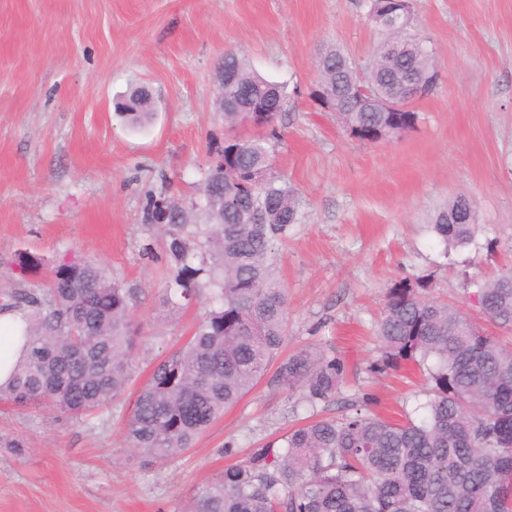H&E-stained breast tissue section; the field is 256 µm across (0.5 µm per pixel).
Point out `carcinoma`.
Instances as JSON below:
<instances>
[{
  "label": "carcinoma",
  "instance_id": "carcinoma-1",
  "mask_svg": "<svg viewBox=\"0 0 512 512\" xmlns=\"http://www.w3.org/2000/svg\"><path fill=\"white\" fill-rule=\"evenodd\" d=\"M369 18L386 33L368 72L360 73L335 46L318 58V88L331 92L328 111L349 136L375 142L414 128L417 113L387 112L389 103L429 94L439 72L432 52L407 35L410 0L390 17L367 0ZM224 123L254 111L261 129L228 136L215 150L187 206L173 195L150 199L145 221L164 230V251L177 269L164 304L180 310L208 293V306L188 340L160 359L139 391L126 423L128 447L150 464H165L191 448L224 412L276 368L268 384L302 392L309 402L336 394L344 361L302 349L277 357L288 335L286 295L274 264V244L303 219L294 189L272 171L281 142L283 86L224 54ZM140 87L118 115L132 126L153 116ZM466 220L457 223L460 210ZM205 223H197L198 218ZM476 227L471 200L439 208L432 228L446 244H469ZM18 288L0 312L23 322L28 354L0 386V404H45L71 418L98 415L126 392L134 371L140 324L137 290L112 279L105 266L77 257L47 261L20 252L10 263ZM45 285L26 287L33 273ZM474 318L403 280L388 290L374 328L373 369L411 364L426 371L423 414L399 422L361 408L340 419L309 421L257 449L203 489L188 512H512V267L477 285Z\"/></svg>",
  "mask_w": 512,
  "mask_h": 512
}]
</instances>
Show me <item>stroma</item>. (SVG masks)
I'll return each mask as SVG.
<instances>
[{
  "label": "stroma",
  "instance_id": "1",
  "mask_svg": "<svg viewBox=\"0 0 512 512\" xmlns=\"http://www.w3.org/2000/svg\"><path fill=\"white\" fill-rule=\"evenodd\" d=\"M412 12L438 84L412 102L413 129L369 143L311 96L324 46L368 63L381 34L364 0H0V295L15 284V254H76L137 289L142 326L134 378L110 415L0 408V434L27 443L21 455L0 447V512H185L226 467L305 421L359 406L418 418L423 377L374 371L373 330L403 279H429L431 295L471 315L476 283L512 266V0H412ZM228 51L287 94L274 166L304 220L274 249L288 307L282 353L320 350L346 374L313 404L259 382L192 448L151 465L127 447L126 419L207 301L163 305L171 265L143 257L163 240L144 211L164 190L187 204L197 196L224 141L215 75ZM138 86L156 116L133 130L115 106ZM458 196L477 211L466 247L445 245L431 224Z\"/></svg>",
  "mask_w": 512,
  "mask_h": 512
}]
</instances>
